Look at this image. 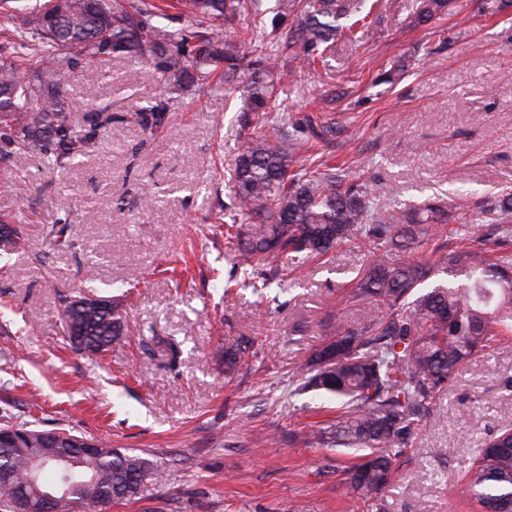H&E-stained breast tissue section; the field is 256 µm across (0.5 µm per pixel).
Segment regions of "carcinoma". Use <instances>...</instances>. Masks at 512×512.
<instances>
[{"label":"carcinoma","instance_id":"obj_1","mask_svg":"<svg viewBox=\"0 0 512 512\" xmlns=\"http://www.w3.org/2000/svg\"><path fill=\"white\" fill-rule=\"evenodd\" d=\"M453 0H415L413 22L424 25L447 14ZM190 18L210 22L199 44L188 50L164 27L150 23L158 5L111 0H44L16 28L10 47L39 66L26 80L12 60L0 55V126L9 129L0 155H37L52 167L83 155L89 136L72 134L70 115L59 101L63 67L72 51L89 59L106 49L158 60L166 80L182 86L204 80L224 63V81L247 74L241 111L263 130L240 146L231 176L233 223L224 231L225 255L233 268L247 273L257 256L321 258L352 239L363 242L368 260L358 273L353 299L377 305L380 312L356 329L342 326L298 373L297 389L340 401L336 420L296 440L307 446L333 443L362 452L349 469L356 493L377 490L393 477L392 463L429 410L435 392L461 366L483 352L496 336L512 334V263L495 262L481 248L461 247L439 254L433 263L402 260L397 251L448 223V210L436 203L401 207L372 196L360 179L329 169L307 154L310 141H328L334 123L310 113L293 121L288 99L276 90V51H296L301 64L324 59V47L343 34L351 44L375 4L369 0H277L276 20L288 30L268 33L259 22L260 0H171ZM243 13L254 16L258 34L239 30L224 36ZM248 225L246 234L233 231ZM493 233L512 239V196L496 207ZM23 230L0 218V252L15 251ZM447 279L431 287L438 274ZM62 321L75 351L104 355L121 342L128 325L112 300L92 292L63 301ZM250 350L243 336L224 337V372L233 375ZM14 440L0 443V466L12 479L0 481V506L26 512L22 497L38 474L42 488L56 487L70 475L64 495L77 506L103 508L136 498L143 482L162 478L151 460L96 441L85 454L70 449L62 464L44 431L9 421ZM462 498L483 512H512V428H504L481 448L465 474Z\"/></svg>","mask_w":512,"mask_h":512}]
</instances>
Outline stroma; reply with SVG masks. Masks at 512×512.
Listing matches in <instances>:
<instances>
[{
  "label": "stroma",
  "instance_id": "obj_1",
  "mask_svg": "<svg viewBox=\"0 0 512 512\" xmlns=\"http://www.w3.org/2000/svg\"><path fill=\"white\" fill-rule=\"evenodd\" d=\"M414 0H382L358 46L337 41L323 63L280 57L296 118L335 119L320 143L375 194L401 204H447L436 241L470 244L512 193V6L457 0L452 15L412 23ZM403 66L400 78L377 76ZM61 100L74 134L109 116L83 156L45 170L38 157L0 160V216L24 227L0 255V423H27L108 439L157 462L136 500L106 512H477L458 476L489 434L512 427V338L466 362L397 456L396 479L352 498L353 451L291 445L292 433L336 415L326 395L296 392L297 375L335 334L372 307L351 301L365 263L351 241L320 259L257 258L264 290L224 285L228 184L245 125L237 83L175 87L154 60L73 54ZM162 103L163 126L142 112ZM156 197L145 207L144 191ZM67 226L66 245L48 236ZM112 299L131 333L97 358L66 343L64 298ZM251 340L232 377L216 353L225 336Z\"/></svg>",
  "mask_w": 512,
  "mask_h": 512
}]
</instances>
